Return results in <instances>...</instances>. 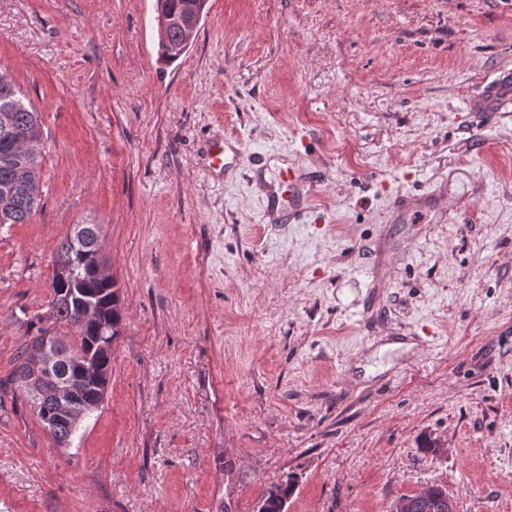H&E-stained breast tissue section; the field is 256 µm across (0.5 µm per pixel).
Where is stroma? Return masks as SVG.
<instances>
[{
    "instance_id": "obj_1",
    "label": "stroma",
    "mask_w": 512,
    "mask_h": 512,
    "mask_svg": "<svg viewBox=\"0 0 512 512\" xmlns=\"http://www.w3.org/2000/svg\"><path fill=\"white\" fill-rule=\"evenodd\" d=\"M208 7L167 66L154 0H0L44 127L40 205L0 226V379L74 225L124 316L70 446L0 394V512H257L290 477L287 512L433 485L512 512V112L468 109L512 0ZM289 167L292 215L263 197ZM398 193L447 206L397 222Z\"/></svg>"
}]
</instances>
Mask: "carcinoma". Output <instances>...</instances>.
<instances>
[{"label":"carcinoma","instance_id":"1","mask_svg":"<svg viewBox=\"0 0 512 512\" xmlns=\"http://www.w3.org/2000/svg\"><path fill=\"white\" fill-rule=\"evenodd\" d=\"M207 0H155L157 21L173 18L202 7ZM184 43L180 27L169 24L159 27L158 60L173 63L181 54L172 48ZM6 111L16 136L0 134V225L25 224L40 204L39 171L43 139L40 113L23 102L20 91L0 75V113ZM100 243L91 249L82 247L74 235H66L51 256L52 299L45 312L26 322L30 342L22 346L14 358L13 370L7 381L14 393L27 399L29 392L43 391L40 402L30 403L33 412L51 436L53 442L67 446L76 432L68 427L59 413L57 393L65 390L71 396L72 408L82 410L88 403L102 401L112 374L113 351L105 346L102 329H112V336L120 335L122 315L119 296L113 278L100 270ZM95 314L89 316L85 309ZM74 330L80 349L57 335L62 328ZM54 340L60 355L57 366L50 369L36 367L31 350L45 337Z\"/></svg>","mask_w":512,"mask_h":512}]
</instances>
